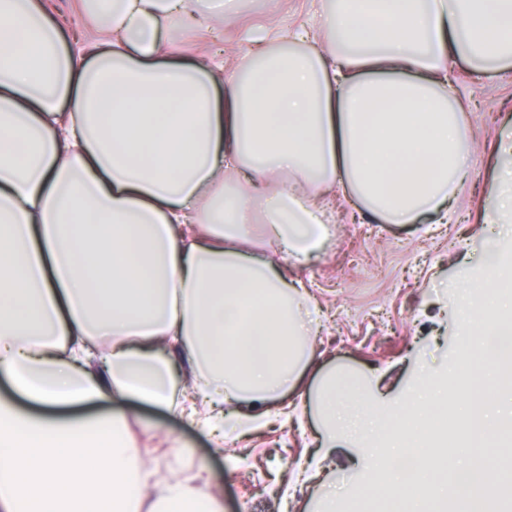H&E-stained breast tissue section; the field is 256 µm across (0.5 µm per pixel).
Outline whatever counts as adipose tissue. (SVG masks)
<instances>
[{
    "label": "adipose tissue",
    "instance_id": "1",
    "mask_svg": "<svg viewBox=\"0 0 512 512\" xmlns=\"http://www.w3.org/2000/svg\"><path fill=\"white\" fill-rule=\"evenodd\" d=\"M80 2L87 43L50 0H0V512H224L202 474L157 482L122 413L71 408L135 398L219 450L263 427L322 316L255 236L307 263L336 193L447 223L471 164L452 64L512 72V0H312L231 67L168 59L224 0ZM496 151L483 221L511 225L512 130ZM372 414L355 374L323 379V445Z\"/></svg>",
    "mask_w": 512,
    "mask_h": 512
}]
</instances>
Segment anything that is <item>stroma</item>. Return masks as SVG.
I'll return each mask as SVG.
<instances>
[{"label":"stroma","instance_id":"1","mask_svg":"<svg viewBox=\"0 0 512 512\" xmlns=\"http://www.w3.org/2000/svg\"><path fill=\"white\" fill-rule=\"evenodd\" d=\"M308 0H244L222 22L178 27L179 58L224 51L240 56L250 34L288 27ZM453 88L469 118L475 164L468 170L454 224H359L339 215L333 246L308 264L276 260L304 281L323 308V327L301 379L269 405V423L215 452L206 430L167 409L124 407L141 456L164 482L205 470L224 512H319L336 498L348 512L375 481L361 444L319 448L316 405L323 376L338 367L359 374L382 421L423 382L460 387L459 285L476 274L497 243L512 260V236L483 223L497 164L492 152L512 116V74L476 79L454 67Z\"/></svg>","mask_w":512,"mask_h":512}]
</instances>
